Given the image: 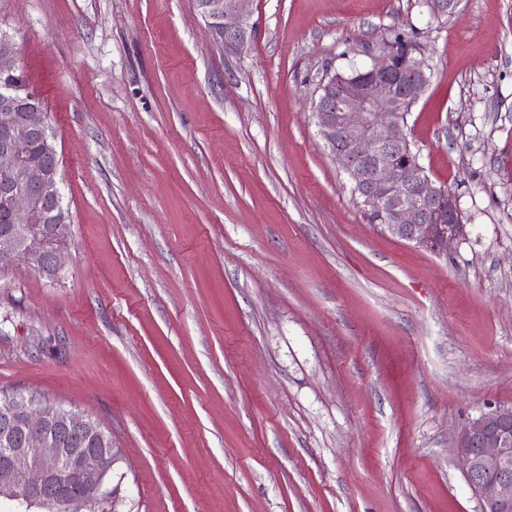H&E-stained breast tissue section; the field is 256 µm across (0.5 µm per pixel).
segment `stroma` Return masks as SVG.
<instances>
[{
    "label": "stroma",
    "instance_id": "1",
    "mask_svg": "<svg viewBox=\"0 0 512 512\" xmlns=\"http://www.w3.org/2000/svg\"><path fill=\"white\" fill-rule=\"evenodd\" d=\"M0 0L70 233L0 271V391L112 435L116 512H481L459 429L512 408V0ZM413 36L406 133L457 197L443 254L370 224L312 116L326 70ZM198 11L206 22L210 36L227 48H235L247 42L250 2L252 0H197ZM196 2V6H197Z\"/></svg>",
    "mask_w": 512,
    "mask_h": 512
}]
</instances>
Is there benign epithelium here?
I'll return each instance as SVG.
<instances>
[{"mask_svg":"<svg viewBox=\"0 0 512 512\" xmlns=\"http://www.w3.org/2000/svg\"><path fill=\"white\" fill-rule=\"evenodd\" d=\"M210 36L227 48L247 42L252 0H197ZM459 0H427L430 19L456 12ZM351 89L326 72L313 116L323 147L357 177L364 205L383 231L433 253L464 234L455 194L437 184L417 160L403 112L429 85L427 67L414 52L403 58L380 47ZM17 94L0 95V267L24 264L54 277L62 249L52 242L68 231L60 200V162L31 165L24 148L50 140L48 113L21 112ZM455 453L481 512H512V408L481 413L455 437ZM117 458L104 426L73 409L47 407L30 396L0 406V508L4 512H84L98 505Z\"/></svg>","mask_w":512,"mask_h":512,"instance_id":"1","label":"benign epithelium"}]
</instances>
